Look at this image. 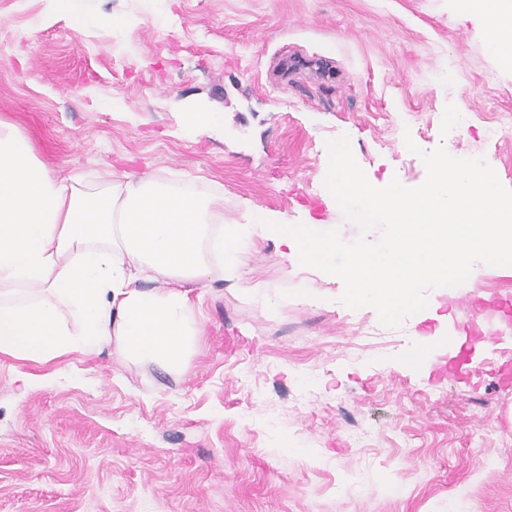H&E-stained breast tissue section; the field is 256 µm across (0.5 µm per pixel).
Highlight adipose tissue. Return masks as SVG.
<instances>
[{
  "label": "adipose tissue",
  "instance_id": "ef3b65f1",
  "mask_svg": "<svg viewBox=\"0 0 512 512\" xmlns=\"http://www.w3.org/2000/svg\"><path fill=\"white\" fill-rule=\"evenodd\" d=\"M487 16L486 40L512 66V0H458ZM0 119V354L46 365L113 344L181 375L199 347L193 287L236 277L263 212L225 225L224 200L131 173L85 193Z\"/></svg>",
  "mask_w": 512,
  "mask_h": 512
}]
</instances>
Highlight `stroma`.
<instances>
[{
  "mask_svg": "<svg viewBox=\"0 0 512 512\" xmlns=\"http://www.w3.org/2000/svg\"><path fill=\"white\" fill-rule=\"evenodd\" d=\"M484 30L457 0H0V118L83 191L145 174L223 196L228 220L256 206L352 241L325 185L342 135L376 187L421 185L442 146L512 189V68ZM195 111L223 130L185 132ZM284 251L256 230L238 277L207 282L182 376L113 346L45 373L0 355V512H512V331L474 349L470 382L434 379L445 347L404 355L437 320L364 339L375 310ZM480 288L512 292V266L428 298L447 313Z\"/></svg>",
  "mask_w": 512,
  "mask_h": 512,
  "instance_id": "35a3bbf8",
  "label": "stroma"
}]
</instances>
